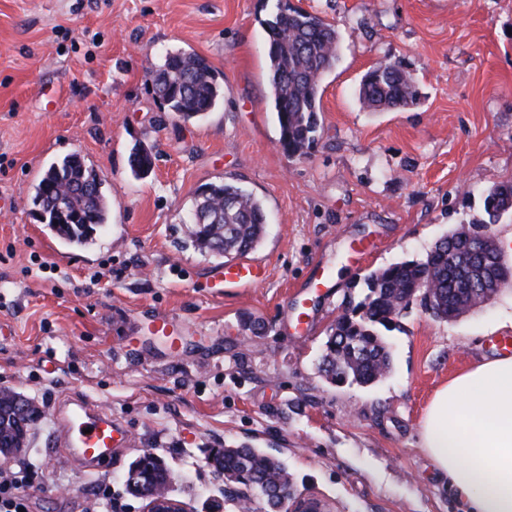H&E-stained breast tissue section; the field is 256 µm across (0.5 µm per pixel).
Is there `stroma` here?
<instances>
[{"label": "stroma", "instance_id": "obj_1", "mask_svg": "<svg viewBox=\"0 0 512 512\" xmlns=\"http://www.w3.org/2000/svg\"><path fill=\"white\" fill-rule=\"evenodd\" d=\"M289 3L341 37L318 144L300 159L283 151L268 101L264 22L277 0H0V388L43 411L29 512H92L102 483L113 512H145L125 476L146 449L186 512H236V487L207 458L244 445L279 454L295 497L327 512H465L425 456L420 422L439 387L512 345V289L454 321L410 305L374 385L332 383L318 361L368 272L421 258L512 180V0ZM177 51L206 58L224 85L189 122L148 75ZM384 59L419 96L370 112L359 84ZM137 144L155 155L142 178L128 166ZM71 153L109 205L82 248L33 203L44 171ZM223 181L264 203L253 256L267 276L220 292L224 261L192 245L185 218L202 185ZM66 395L126 428L109 470L52 454Z\"/></svg>", "mask_w": 512, "mask_h": 512}]
</instances>
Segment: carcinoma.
Returning a JSON list of instances; mask_svg holds the SVG:
<instances>
[{"label":"carcinoma","instance_id":"carcinoma-1","mask_svg":"<svg viewBox=\"0 0 512 512\" xmlns=\"http://www.w3.org/2000/svg\"><path fill=\"white\" fill-rule=\"evenodd\" d=\"M265 26L268 97L276 113L280 144L288 156L303 158L319 138L321 86L339 60V35L333 24L287 3L278 4ZM149 76L158 96L185 121L212 111L224 96L213 68L196 54L169 53ZM417 96L413 77L388 59L367 71L358 90L359 102L370 112L405 107ZM128 164L134 174L146 175L153 169L154 155L148 148L135 147ZM34 205L39 221L70 245L88 244L108 220L101 183L77 153L51 164L43 173ZM484 211L485 218L462 231L451 229L422 258L378 268L365 276L363 300L344 309L330 326L319 360V371L327 379L370 386L385 377L393 359L383 331L395 329L413 302H420L433 317L448 321L483 303L488 283L509 287L512 266L498 262L500 249L489 226L512 215V181L493 185ZM192 215L188 237L202 253L242 255L254 250L266 235L262 203L233 183L201 188ZM14 402L9 390H0V451L22 438ZM208 464L224 476L225 483L254 489L263 498L266 512H275L276 491L290 482L285 461L261 448H215ZM136 465L126 485L138 497L171 481L168 466L157 456L140 459Z\"/></svg>","mask_w":512,"mask_h":512}]
</instances>
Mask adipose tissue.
Returning a JSON list of instances; mask_svg holds the SVG:
<instances>
[{
  "label": "adipose tissue",
  "mask_w": 512,
  "mask_h": 512,
  "mask_svg": "<svg viewBox=\"0 0 512 512\" xmlns=\"http://www.w3.org/2000/svg\"><path fill=\"white\" fill-rule=\"evenodd\" d=\"M421 438L467 512H512V356L484 361L437 390Z\"/></svg>",
  "instance_id": "adipose-tissue-1"
}]
</instances>
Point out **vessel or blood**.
Returning a JSON list of instances; mask_svg holds the SVG:
<instances>
[{"mask_svg":"<svg viewBox=\"0 0 512 512\" xmlns=\"http://www.w3.org/2000/svg\"><path fill=\"white\" fill-rule=\"evenodd\" d=\"M266 273L264 265L233 261L218 269L225 287L247 288ZM54 444L60 456L89 472L99 471L116 448L127 447L130 439L124 427L111 414L102 412L86 399H72L55 407Z\"/></svg>","mask_w":512,"mask_h":512,"instance_id":"b4317fda","label":"vessel or blood"}]
</instances>
